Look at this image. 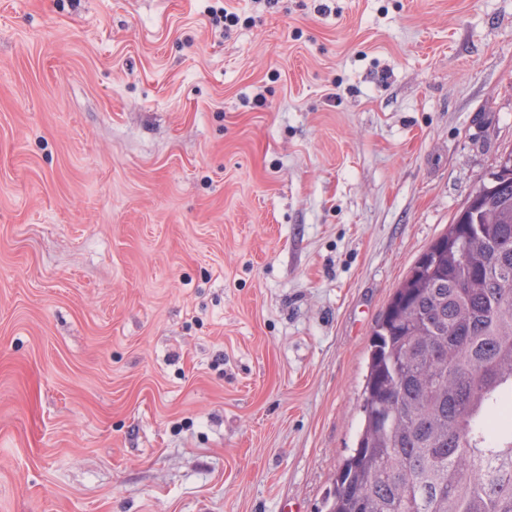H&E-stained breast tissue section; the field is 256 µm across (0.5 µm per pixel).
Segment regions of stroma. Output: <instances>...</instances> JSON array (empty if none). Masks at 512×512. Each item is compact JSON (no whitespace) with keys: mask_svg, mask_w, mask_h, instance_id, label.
Segmentation results:
<instances>
[{"mask_svg":"<svg viewBox=\"0 0 512 512\" xmlns=\"http://www.w3.org/2000/svg\"><path fill=\"white\" fill-rule=\"evenodd\" d=\"M228 2L0 0V512H326L512 151V0Z\"/></svg>","mask_w":512,"mask_h":512,"instance_id":"35a3bbf8","label":"stroma"}]
</instances>
